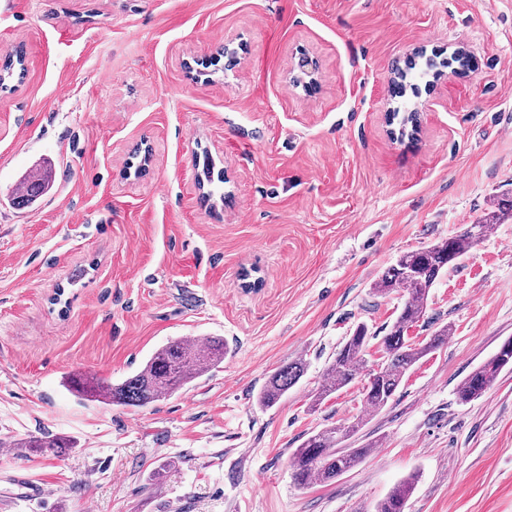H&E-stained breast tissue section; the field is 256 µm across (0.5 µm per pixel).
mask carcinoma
I'll return each mask as SVG.
<instances>
[{
    "label": "carcinoma",
    "mask_w": 512,
    "mask_h": 512,
    "mask_svg": "<svg viewBox=\"0 0 512 512\" xmlns=\"http://www.w3.org/2000/svg\"><path fill=\"white\" fill-rule=\"evenodd\" d=\"M21 186L24 192L13 195L14 204L34 206L53 186L45 173L33 174ZM512 219V191L497 197L494 209L458 234L430 246L402 254L385 270L373 290L380 295L397 292L404 302L384 336L369 333L360 324L346 337L336 357L326 368L314 394L319 401L367 376L364 387L365 407L371 412L383 409L392 399L406 372L421 359L441 347L448 339L446 326L435 331L427 341L414 344L407 336L412 324L424 317L428 296L448 266L474 253L494 224ZM379 340L382 362L367 369L366 350L371 341ZM226 345L221 337H205L201 343L185 338L172 340L156 349L139 370L118 384L74 372L68 378L71 389L80 396L107 406L143 407L171 396L224 362ZM307 364L303 359L277 368L257 396V402L271 408L303 377ZM512 369V339L505 340L485 362L470 372L457 386V400L462 404L481 398L496 383L500 374ZM361 422L340 429L325 428L306 438L292 454L294 480L303 486L325 484L354 468L373 451V445L344 448ZM16 448H41L53 454L65 447L57 437H31L14 444ZM415 482L414 476L400 481L375 506V512H404Z\"/></svg>",
    "instance_id": "obj_1"
}]
</instances>
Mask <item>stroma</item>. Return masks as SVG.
<instances>
[{"instance_id": "obj_1", "label": "stroma", "mask_w": 512, "mask_h": 512, "mask_svg": "<svg viewBox=\"0 0 512 512\" xmlns=\"http://www.w3.org/2000/svg\"><path fill=\"white\" fill-rule=\"evenodd\" d=\"M227 41L233 71L211 63ZM16 50L25 72L0 90V512H372L411 475L405 512H512V370L469 404L455 394L512 338V220L431 289L408 336L447 324L448 341L385 408L367 413L360 380L314 399L358 323L395 319L381 274L512 188V0H0V56ZM302 50L318 70L296 88ZM410 58L435 72L393 96ZM413 108L419 132L395 138L389 113ZM139 146L152 160L126 176ZM206 157L223 196L198 180ZM39 167L52 190L13 205ZM204 336L223 337V363L153 404L62 384L121 382ZM299 357L305 375L261 408ZM355 421L349 447L375 452L297 484L301 442ZM45 434L72 446H12ZM306 367L304 359H297L277 368L259 392L257 402L265 408L276 405L288 390L303 377Z\"/></svg>"}]
</instances>
